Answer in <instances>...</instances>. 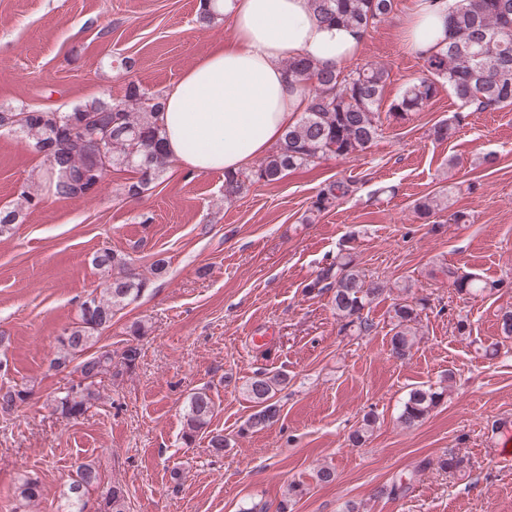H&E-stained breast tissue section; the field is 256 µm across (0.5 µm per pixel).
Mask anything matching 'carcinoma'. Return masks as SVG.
I'll return each mask as SVG.
<instances>
[{
    "label": "carcinoma",
    "mask_w": 512,
    "mask_h": 512,
    "mask_svg": "<svg viewBox=\"0 0 512 512\" xmlns=\"http://www.w3.org/2000/svg\"><path fill=\"white\" fill-rule=\"evenodd\" d=\"M321 23L341 26L365 36L378 28L398 10V0H308ZM427 75L405 85L390 103L388 112L380 105L389 79V71L376 64L355 69H322L312 59L299 56L288 60L286 68L295 81L308 86V104L297 123L288 128L271 152L251 172L224 174V200L230 202L251 184H273L287 173L315 164L327 154L352 158L369 148L383 131L384 120L402 122L421 112L446 85L454 96L457 110L450 119L435 124L431 136L438 142L451 138L456 129L466 125L471 113L499 110L512 106V0H462L448 16V40L425 58ZM162 96L151 95L135 80L128 82L124 100L112 103L100 98L88 100L70 112L32 109L25 112L19 128L36 151L51 144L54 150L44 155V177L53 196L73 200L95 191L102 181L100 162L91 154L86 142L101 127H112L108 151L111 167H126L134 173L124 186L125 195L139 198L169 166L170 159L162 144L158 122ZM353 185L344 180L325 183L311 201V213L321 214L338 206L352 195ZM446 189L414 200L417 218L428 221L439 211L451 207ZM97 266L112 270V279L98 292H91L80 304L77 321L63 331L58 342L60 351L51 367L62 368L79 360L76 369L96 378L121 366L136 367L141 349L128 344L118 359L110 352H93L96 334L112 321L114 309L136 299L145 281L129 267L126 258L105 248L94 257ZM448 287L460 295L476 296L504 287L502 280H483L464 273L454 265L439 269ZM305 293L332 294L331 303L339 332L349 336H366L374 323L364 310L388 292L383 282L368 277L356 263L352 248L339 249L336 259L321 267L305 285ZM429 308V297L400 299L392 304L390 356L408 359L415 344L421 314ZM288 384V375H255L247 392L256 411L246 420L248 430L261 431L276 420L280 406L276 394ZM446 390L415 387L408 393L399 415L400 423L414 427L422 423L440 404ZM30 391L11 387L0 392V409L12 410L26 401ZM97 383L81 382L53 399L54 410L66 419L85 415L97 399ZM214 402L207 389L200 388L189 399L182 438L192 443L200 432H208V445L215 451L224 449V434L209 429ZM376 417L367 414L351 435L353 445L362 443L372 430ZM463 460L453 450L435 459L423 460L417 471L432 466L445 472L462 467ZM99 482L95 464L86 462L69 483L68 512H85L84 497ZM19 497L30 504L41 496L38 479L28 478L20 486ZM127 491L112 485L98 503V512H127Z\"/></svg>",
    "instance_id": "cac0c4a2"
}]
</instances>
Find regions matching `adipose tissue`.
Listing matches in <instances>:
<instances>
[{
    "label": "adipose tissue",
    "mask_w": 512,
    "mask_h": 512,
    "mask_svg": "<svg viewBox=\"0 0 512 512\" xmlns=\"http://www.w3.org/2000/svg\"><path fill=\"white\" fill-rule=\"evenodd\" d=\"M459 0H418L405 22L413 50L430 55L448 37ZM232 35L163 94L159 123L169 158L191 173L246 169L307 107L304 85L284 61L299 55L340 70L359 51L360 34L318 20L308 0H218Z\"/></svg>",
    "instance_id": "adipose-tissue-1"
}]
</instances>
